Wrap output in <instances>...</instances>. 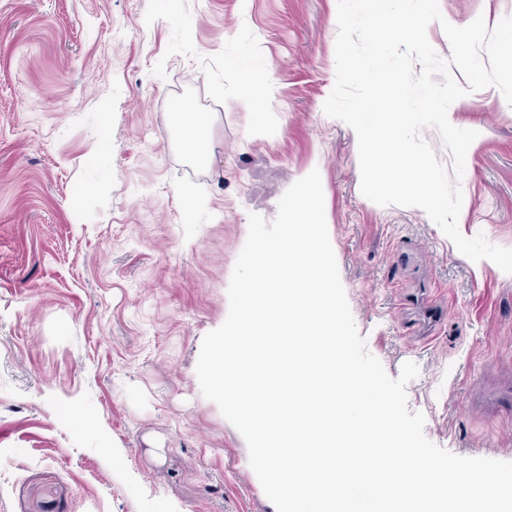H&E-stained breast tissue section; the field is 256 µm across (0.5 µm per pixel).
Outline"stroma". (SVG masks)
Instances as JSON below:
<instances>
[{
  "instance_id": "35a3bbf8",
  "label": "stroma",
  "mask_w": 512,
  "mask_h": 512,
  "mask_svg": "<svg viewBox=\"0 0 512 512\" xmlns=\"http://www.w3.org/2000/svg\"><path fill=\"white\" fill-rule=\"evenodd\" d=\"M439 7L460 25L512 16V0ZM335 15L336 0H0V512H276L196 364L250 214L273 221L315 169L368 352L394 378L417 365L407 404L430 441L512 461V415L476 398L512 380V274L363 196L357 140L323 110ZM242 69L270 84L251 110L231 93ZM183 103L215 115L207 162L179 144ZM449 111L478 133L459 230L512 248V110L490 86Z\"/></svg>"
}]
</instances>
